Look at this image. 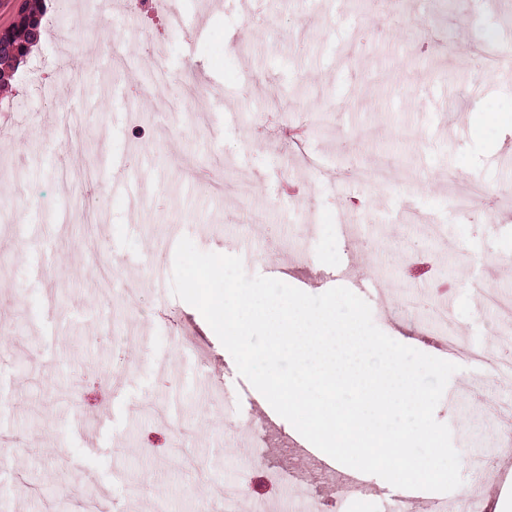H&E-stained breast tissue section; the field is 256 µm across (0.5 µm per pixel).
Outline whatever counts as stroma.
Instances as JSON below:
<instances>
[{
  "instance_id": "stroma-1",
  "label": "stroma",
  "mask_w": 512,
  "mask_h": 512,
  "mask_svg": "<svg viewBox=\"0 0 512 512\" xmlns=\"http://www.w3.org/2000/svg\"><path fill=\"white\" fill-rule=\"evenodd\" d=\"M169 2L184 28L127 14L122 0H47L67 61L48 46L0 94L15 104L14 135L0 139V435L15 445L0 454V512H86L95 490L105 512H152L160 500L185 512L206 487L223 498L230 462L242 475L240 499L264 502L262 485L277 512H308L314 502L343 512L349 496L330 477L293 479L291 424H279L275 447L267 433L239 426L238 404L218 381L240 393L250 384L218 337L209 334L200 359L155 324L165 304L181 334L208 328L150 277L154 262L174 264L160 227L176 225L204 252L251 240V276L286 255L288 284L312 295L335 287L336 265L359 257L363 277L416 295L412 316L372 310L375 325L405 345L447 284L463 342L512 353V337L473 298L485 289L512 301V278L486 272L512 261V200L502 196L512 186L503 159L512 81L475 60L512 46V0L493 9L485 0H252V12L269 19L258 28L238 0ZM160 49L162 85L146 79ZM190 77L209 97L170 118L180 105L171 93ZM272 121L306 125V149L321 167L273 140ZM375 166L389 182L361 180ZM106 169L134 173L138 211L105 197ZM200 173L250 182L249 204L203 187ZM466 184L481 194L462 218L449 200ZM356 198L361 229L349 239L337 217ZM250 206L266 210L267 223H247ZM411 208L444 224L443 238L406 230ZM16 224L39 225L41 235L17 241ZM100 246L122 258L120 268L99 259ZM458 364L455 398L440 401L435 418L466 456L464 431L479 418L464 380L483 376V393L506 399L512 387L480 362ZM500 469L494 461L464 470L462 487L443 496L450 512H461L483 474L496 480L487 512H512V474L498 483Z\"/></svg>"
}]
</instances>
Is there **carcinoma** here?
I'll return each instance as SVG.
<instances>
[{"mask_svg": "<svg viewBox=\"0 0 512 512\" xmlns=\"http://www.w3.org/2000/svg\"><path fill=\"white\" fill-rule=\"evenodd\" d=\"M43 2L44 0H24L15 20L3 30V42L13 46L15 54L10 56L7 49L0 48V79L13 76L19 68L25 66L40 41L45 16Z\"/></svg>", "mask_w": 512, "mask_h": 512, "instance_id": "obj_1", "label": "carcinoma"}]
</instances>
